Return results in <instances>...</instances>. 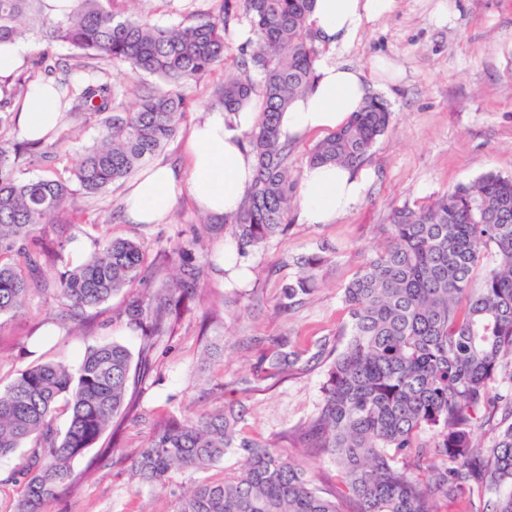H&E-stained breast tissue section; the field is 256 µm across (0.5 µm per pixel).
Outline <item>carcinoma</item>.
<instances>
[{
	"label": "carcinoma",
	"instance_id": "cac0c4a2",
	"mask_svg": "<svg viewBox=\"0 0 512 512\" xmlns=\"http://www.w3.org/2000/svg\"><path fill=\"white\" fill-rule=\"evenodd\" d=\"M53 18L42 0H0V43L31 33L41 44L30 70L0 83V316L16 314L34 293L53 295L82 326L125 288H144L122 315L140 332L142 353L171 333L203 290L204 265L186 261L180 276H161L146 248L103 238L99 251L56 280L41 267L35 230L66 224L71 185L99 194L149 161L178 132L189 93L224 66L228 36L246 22L251 37L235 45L236 72L219 88L224 111L262 99L260 121L244 134L256 176L239 210L212 216L239 252L265 247L288 228L299 183L288 170V143L279 117L307 92L320 56L310 21L313 0H218L191 22L161 27L147 14L120 9L124 0H73ZM64 46L69 55L57 54ZM78 58L105 66L71 64ZM112 71H107V68ZM136 79V102H117L116 79ZM51 81L71 111L99 118L98 135L66 174L24 179L20 161L47 165L44 141L9 136L15 102L32 82ZM392 112L367 98L341 128L317 142L310 163L357 170L388 129ZM387 243L344 287L347 337L328 366L314 416L285 433L302 448H320L336 463L355 512H439L435 503L474 490L495 495L489 512H512V397L490 386L512 365V177L489 172L432 201L398 210L383 227ZM494 266L485 267L487 258ZM326 263L318 250L297 258L301 274L283 287L288 309L315 289ZM480 285H475L479 270ZM304 351L283 338L264 353L261 370L283 373ZM130 351L119 344L90 348L76 372L60 362L23 371L0 389V457L27 448L13 512H48L60 490L76 481L77 461L114 418L135 407L128 395ZM68 417L60 436L58 410ZM504 411L490 444L473 439L480 412ZM243 406H219L198 418L159 417L150 443L134 455L139 481L165 485L174 469L217 467L233 449L246 457L237 473L196 484L175 512H343L339 499L317 488L285 450L244 435ZM434 433V445L419 443Z\"/></svg>",
	"mask_w": 512,
	"mask_h": 512
}]
</instances>
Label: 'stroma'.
<instances>
[{
    "mask_svg": "<svg viewBox=\"0 0 512 512\" xmlns=\"http://www.w3.org/2000/svg\"><path fill=\"white\" fill-rule=\"evenodd\" d=\"M342 60L361 69L369 93L383 97L393 112L363 164L372 180L363 199L330 224H304L298 208L288 213L287 234L242 257V276L224 270L223 234L207 238L193 257L205 262L211 308L209 323L191 310L162 337L150 354L148 380L131 381L135 411L119 435L98 441L106 453L95 471L62 491L50 512H174L176 492L205 480L202 472L174 470L165 487L139 484L131 476L134 452L147 445L163 414L197 415L226 402L243 405L245 433L277 443L313 416L321 402L328 363L320 344L344 346L345 284L382 243L381 229L395 210L447 192L494 172L512 176V0H393L391 10L369 21ZM232 63L214 72L191 93L177 135L155 157L189 174L185 143L209 112L220 109L216 91ZM71 138L58 149L52 169L72 167L93 144L97 124L66 114ZM127 183L85 194L73 188L69 224L42 226L38 236L43 266L59 277L87 260L104 235L143 242L153 251H179L203 218L189 192H181L157 224H130L123 217ZM325 249L329 261L317 274L315 291L290 310L281 308V288L297 276V257ZM130 290L93 309L89 329L65 319L59 300L33 296L16 315L0 317V389L31 365L56 361L77 368L86 350L117 342L139 354L141 338L119 313ZM287 337L314 357L288 374L266 378L255 372L261 355ZM291 454L311 472L318 487L336 493L341 479L328 455L312 448Z\"/></svg>",
    "mask_w": 512,
    "mask_h": 512,
    "instance_id": "1",
    "label": "stroma"
}]
</instances>
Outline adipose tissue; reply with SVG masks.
I'll return each mask as SVG.
<instances>
[{
	"label": "adipose tissue",
	"instance_id": "ef3b65f1",
	"mask_svg": "<svg viewBox=\"0 0 512 512\" xmlns=\"http://www.w3.org/2000/svg\"><path fill=\"white\" fill-rule=\"evenodd\" d=\"M392 0H314L311 19L319 38L330 49L315 66L312 88L295 98L279 125L281 141L333 130L359 111L367 98L362 70L336 61L335 51L349 47L364 23L387 12ZM259 100L234 115L214 111L191 132L187 152L192 176L182 181L174 167L156 164L129 186L124 219L130 224H156L172 209L181 188H188L199 207L209 214L229 215L241 207L252 185L256 161L243 135L257 124ZM64 112L50 87H32L18 122L26 138H41L62 123ZM367 173L334 164L306 168L300 187L302 218L308 224H328L348 212L364 196Z\"/></svg>",
	"mask_w": 512,
	"mask_h": 512
}]
</instances>
